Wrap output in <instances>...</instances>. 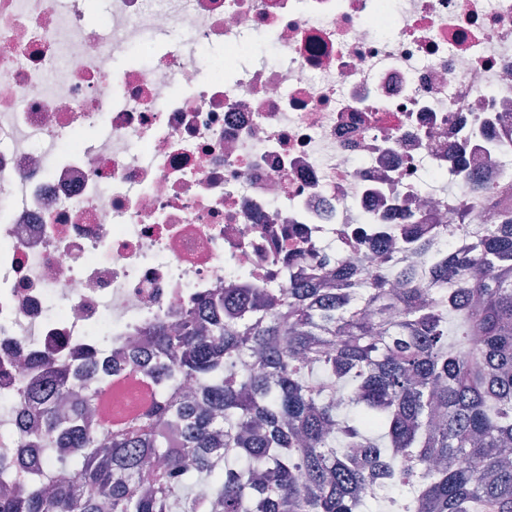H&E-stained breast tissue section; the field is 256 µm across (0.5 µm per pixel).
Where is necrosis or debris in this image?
Instances as JSON below:
<instances>
[{"label":"necrosis or debris","mask_w":512,"mask_h":512,"mask_svg":"<svg viewBox=\"0 0 512 512\" xmlns=\"http://www.w3.org/2000/svg\"><path fill=\"white\" fill-rule=\"evenodd\" d=\"M0 0V474L67 478L24 448V383L112 371L98 436L156 399L131 368L212 294L367 264L382 224L447 251L512 184V0ZM132 65L114 68L115 52ZM104 126L87 144L83 129ZM466 203L465 225L455 222Z\"/></svg>","instance_id":"1"}]
</instances>
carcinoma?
Returning <instances> with one entry per match:
<instances>
[{"label": "carcinoma", "instance_id": "carcinoma-1", "mask_svg": "<svg viewBox=\"0 0 512 512\" xmlns=\"http://www.w3.org/2000/svg\"><path fill=\"white\" fill-rule=\"evenodd\" d=\"M477 194L497 206L503 189ZM427 249L406 235L380 251L397 290L344 268L267 288L232 321L224 298H204L205 323L159 333L152 407L104 440L87 408H58L71 380L49 370L30 433L77 463L74 480L6 492L0 512H365L382 489L396 512H512V207L408 263ZM321 372L349 383L345 409ZM185 381L203 391L169 395ZM149 455L164 465L146 483ZM201 482L211 493L197 498Z\"/></svg>", "mask_w": 512, "mask_h": 512}]
</instances>
